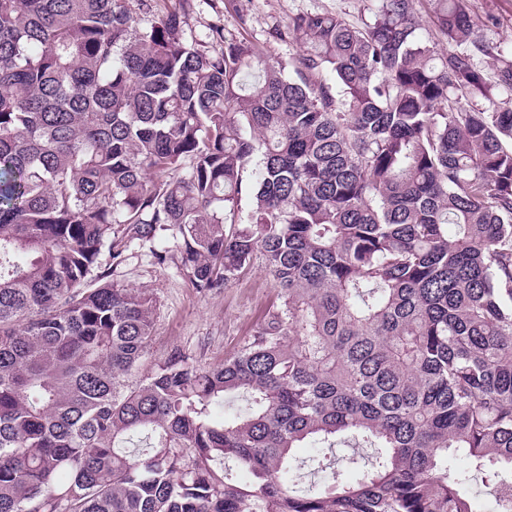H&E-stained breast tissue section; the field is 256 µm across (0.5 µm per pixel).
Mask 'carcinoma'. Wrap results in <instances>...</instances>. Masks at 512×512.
I'll return each instance as SVG.
<instances>
[{
    "mask_svg": "<svg viewBox=\"0 0 512 512\" xmlns=\"http://www.w3.org/2000/svg\"><path fill=\"white\" fill-rule=\"evenodd\" d=\"M187 2L0 0V512H473L457 455L512 492V60L469 0L436 41L298 14L286 61ZM144 247L203 293L260 254L278 302L134 380L156 299L95 269ZM350 437L375 466L295 488Z\"/></svg>",
    "mask_w": 512,
    "mask_h": 512,
    "instance_id": "1",
    "label": "carcinoma"
}]
</instances>
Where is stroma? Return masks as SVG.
Listing matches in <instances>:
<instances>
[{"mask_svg":"<svg viewBox=\"0 0 512 512\" xmlns=\"http://www.w3.org/2000/svg\"><path fill=\"white\" fill-rule=\"evenodd\" d=\"M250 21L240 27L234 13L225 11L224 0H190L183 30L187 40L221 51L223 45L211 36L221 27L226 38H247L267 56L287 59L296 50L286 31L290 18L302 12H332L350 25L360 28L370 22L373 0H242ZM478 29L487 40L501 46L506 58H512V0H470ZM101 272L108 280L131 288L151 291L157 306L154 315L155 337L144 367H151L172 348L193 355L201 365L223 363L232 356L245 338L253 334L267 310L277 298L262 258H255L251 268L228 288L202 293L175 266L155 264L147 250H138L119 267L102 259ZM295 454L304 460L301 479L322 485L332 478L355 480L359 460L370 458L371 449L339 446L330 469L319 471L315 463L320 449L303 446Z\"/></svg>","mask_w":512,"mask_h":512,"instance_id":"obj_1","label":"stroma"}]
</instances>
